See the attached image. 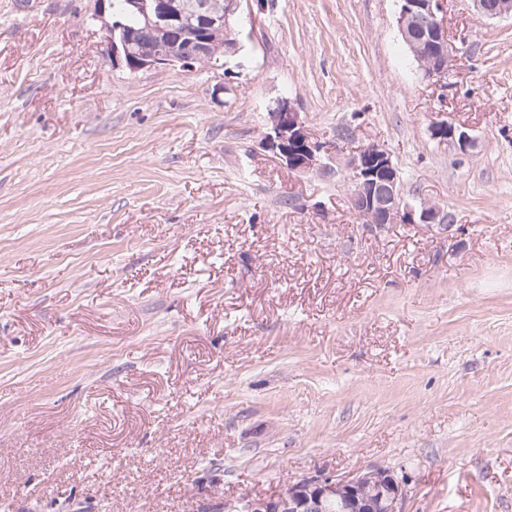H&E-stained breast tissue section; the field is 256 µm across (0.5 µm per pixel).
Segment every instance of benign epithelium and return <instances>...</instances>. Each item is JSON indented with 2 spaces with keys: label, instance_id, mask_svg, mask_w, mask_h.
Instances as JSON below:
<instances>
[{
  "label": "benign epithelium",
  "instance_id": "obj_1",
  "mask_svg": "<svg viewBox=\"0 0 512 512\" xmlns=\"http://www.w3.org/2000/svg\"><path fill=\"white\" fill-rule=\"evenodd\" d=\"M443 0H402L397 18L398 31L420 70L427 78L448 76L458 48L448 38V24L440 16ZM479 17L495 19L512 16V0H473ZM145 28H164L173 42L165 51L137 57L130 34L117 23L104 26L105 52L115 67L143 70L164 67L189 72L207 54L201 46L194 54L178 49L190 27L212 36L224 33V21L213 16L206 0H130ZM270 132L265 146L289 169L309 174L328 168L335 158L331 145L313 138L301 113L285 100L268 112ZM434 139L450 146L466 147L468 134L448 121L432 127ZM353 189L352 210L370 224H444L440 209L423 201L418 206L406 203L400 192V177L389 152L374 144L354 151L349 163ZM369 487L375 493L368 495ZM406 489L403 480L382 468L355 473L341 479L309 477L301 479L267 497H245L236 504L219 502L203 506L205 512H327L334 500L339 512H402Z\"/></svg>",
  "mask_w": 512,
  "mask_h": 512
}]
</instances>
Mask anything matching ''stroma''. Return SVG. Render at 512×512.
<instances>
[{
  "label": "stroma",
  "mask_w": 512,
  "mask_h": 512,
  "mask_svg": "<svg viewBox=\"0 0 512 512\" xmlns=\"http://www.w3.org/2000/svg\"><path fill=\"white\" fill-rule=\"evenodd\" d=\"M400 4L240 0L237 53L177 74L113 67L93 0H0V512L376 467L402 512H512V17L444 0L438 83ZM281 99L326 171L266 148ZM363 144L452 224L362 223ZM432 135L439 143L448 144V146L461 148L467 147L470 143V138L465 131L445 120L433 125Z\"/></svg>",
  "instance_id": "1"
}]
</instances>
